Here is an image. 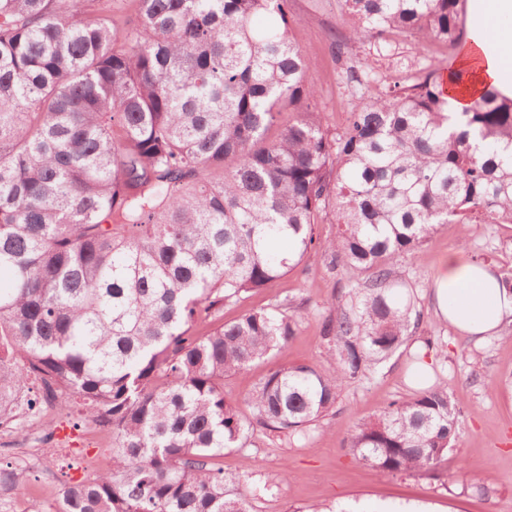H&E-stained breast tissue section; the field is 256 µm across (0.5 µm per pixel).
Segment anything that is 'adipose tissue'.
<instances>
[{
  "label": "adipose tissue",
  "mask_w": 512,
  "mask_h": 512,
  "mask_svg": "<svg viewBox=\"0 0 512 512\" xmlns=\"http://www.w3.org/2000/svg\"><path fill=\"white\" fill-rule=\"evenodd\" d=\"M468 37L455 64L469 73L449 86L448 109L460 114L486 87L512 98V0H466ZM438 313L459 331L483 339L512 315V293L490 266L464 254L446 256L434 281Z\"/></svg>",
  "instance_id": "obj_1"
}]
</instances>
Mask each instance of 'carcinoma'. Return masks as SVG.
Masks as SVG:
<instances>
[{"label": "carcinoma", "instance_id": "carcinoma-1", "mask_svg": "<svg viewBox=\"0 0 512 512\" xmlns=\"http://www.w3.org/2000/svg\"><path fill=\"white\" fill-rule=\"evenodd\" d=\"M89 2L0 0V426L34 408L33 378L112 430V468L64 486L56 512H250L214 459L257 428L308 440L408 346L401 256L444 224H512V98L489 87L451 128L464 75L415 61L332 129L288 0H130L116 17ZM459 2L342 5L349 41L381 55L398 38L461 47ZM318 256L350 279L321 324L325 364L269 372L243 417L224 378L284 349L301 314L191 327ZM461 414L435 384L357 423L348 448L435 476Z\"/></svg>", "mask_w": 512, "mask_h": 512}]
</instances>
